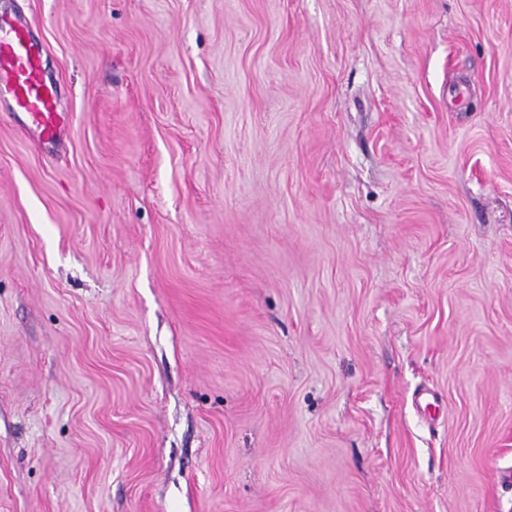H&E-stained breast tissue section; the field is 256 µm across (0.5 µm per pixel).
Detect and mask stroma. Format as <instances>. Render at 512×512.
I'll use <instances>...</instances> for the list:
<instances>
[{"instance_id":"obj_1","label":"stroma","mask_w":512,"mask_h":512,"mask_svg":"<svg viewBox=\"0 0 512 512\" xmlns=\"http://www.w3.org/2000/svg\"><path fill=\"white\" fill-rule=\"evenodd\" d=\"M0 16V512H512V0ZM42 45L31 40L25 29L0 17V76L15 107L26 114L28 121L40 130L51 144L67 122L55 109V94L41 71Z\"/></svg>"}]
</instances>
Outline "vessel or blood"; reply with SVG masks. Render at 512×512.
Here are the masks:
<instances>
[{
  "label": "vessel or blood",
  "mask_w": 512,
  "mask_h": 512,
  "mask_svg": "<svg viewBox=\"0 0 512 512\" xmlns=\"http://www.w3.org/2000/svg\"><path fill=\"white\" fill-rule=\"evenodd\" d=\"M42 45L31 40L25 29L10 20L0 21V76L15 107L40 130L46 143H53L66 119L55 109L54 89L41 71Z\"/></svg>",
  "instance_id": "1"
}]
</instances>
